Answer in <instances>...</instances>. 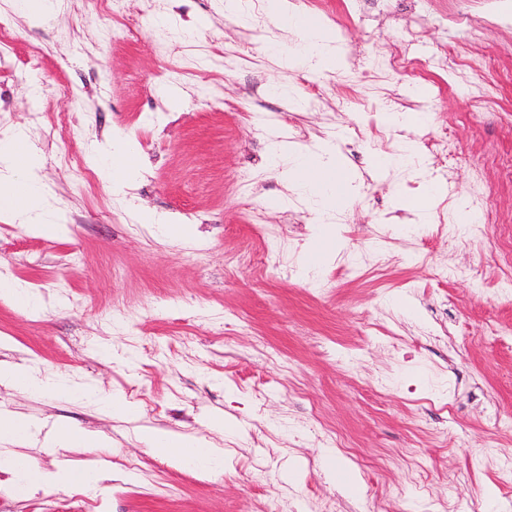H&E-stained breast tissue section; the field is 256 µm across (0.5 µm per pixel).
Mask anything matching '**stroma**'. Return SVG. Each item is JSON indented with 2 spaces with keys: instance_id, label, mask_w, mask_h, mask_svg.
Instances as JSON below:
<instances>
[{
  "instance_id": "1",
  "label": "stroma",
  "mask_w": 512,
  "mask_h": 512,
  "mask_svg": "<svg viewBox=\"0 0 512 512\" xmlns=\"http://www.w3.org/2000/svg\"><path fill=\"white\" fill-rule=\"evenodd\" d=\"M336 38L332 71L272 61L296 38L248 0H58L39 22L0 0V132L26 134L63 225L37 236L0 217V272L44 301L0 300V361L117 397L21 393L0 412L74 424L92 448L32 444L40 467L96 461L97 492L45 486L0 512H512V11L502 0H292ZM287 84L294 100L273 96ZM42 114L32 120V111ZM424 112L426 125L385 121ZM147 165L125 196L91 164L113 132ZM315 148L339 136L356 186L335 218L336 254L302 252L320 230L267 158L275 134ZM413 142L421 163L376 170ZM442 193L428 224L404 208ZM484 230L459 231L457 202ZM141 208L192 224L185 243L136 224ZM223 421L227 431L214 430ZM223 448L209 476L156 454L141 428ZM335 448L357 495L325 463Z\"/></svg>"
}]
</instances>
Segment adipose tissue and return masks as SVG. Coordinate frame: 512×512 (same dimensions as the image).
I'll list each match as a JSON object with an SVG mask.
<instances>
[{
	"mask_svg": "<svg viewBox=\"0 0 512 512\" xmlns=\"http://www.w3.org/2000/svg\"><path fill=\"white\" fill-rule=\"evenodd\" d=\"M265 11L299 39V45L288 62L290 68L335 69L339 62L335 38L317 17L295 10L290 0H265ZM26 141V136L21 133L0 138V214H8L13 223L27 225L31 231L53 234L60 227L59 218L44 194L38 175V154L31 148L22 154L17 151L18 146L25 145ZM339 153L338 146L331 142L322 143L314 150H295L287 143L279 142L272 152V163L284 168L289 192L306 200L316 213L318 223L323 226L303 255L304 265L311 270L319 269L324 257L335 253L332 217L353 198L346 165L339 160ZM141 169L142 158L135 143L113 136L112 148L104 160L105 176L113 191L127 193ZM0 383L20 392H50L73 399H83L88 395L87 390L64 382L38 380L28 369L8 362L0 363ZM40 431V424L31 417L17 413L0 415V468L11 473L17 496H27L48 484L94 490L109 480L108 472L91 463L74 467L64 462L52 472L39 469L25 448ZM140 438L148 447L174 456L201 474L224 469L223 449L209 447L194 436L147 428L142 430Z\"/></svg>",
	"mask_w": 512,
	"mask_h": 512,
	"instance_id": "ef3b65f1",
	"label": "adipose tissue"
}]
</instances>
